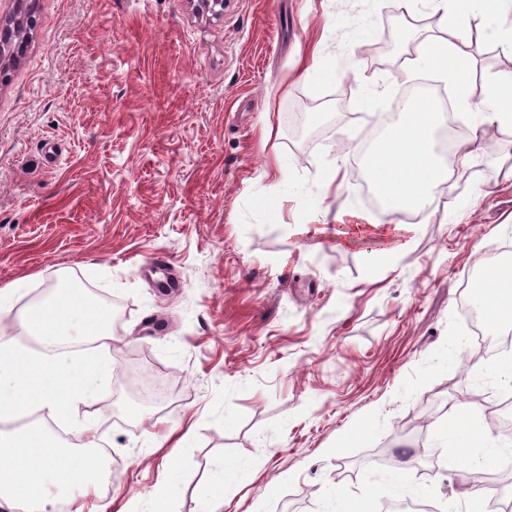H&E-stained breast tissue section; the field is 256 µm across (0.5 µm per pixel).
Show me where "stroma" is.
Returning a JSON list of instances; mask_svg holds the SVG:
<instances>
[{
	"label": "stroma",
	"instance_id": "35a3bbf8",
	"mask_svg": "<svg viewBox=\"0 0 512 512\" xmlns=\"http://www.w3.org/2000/svg\"><path fill=\"white\" fill-rule=\"evenodd\" d=\"M389 3L227 0L214 14L192 0H39L24 55L0 74V289H17L0 333L25 340L12 325L23 300L62 275L116 302L106 392L77 427L36 419L108 451L82 512H150L171 476L169 512H209L227 461L238 478L223 512L288 498L327 512L335 492L357 512L408 497L466 512L465 474L512 464L498 431L491 456L448 436L487 425L512 386L501 359L463 355L460 311L469 268L512 245V139L494 156L477 148L474 172L402 215L408 250L336 242L339 224L394 221L366 197L358 149L411 64L404 44L376 60L361 47L442 31L430 0ZM470 22L474 86L495 75L485 53L512 63V45ZM315 48L322 81L305 70ZM305 98L313 142L288 135ZM130 369L140 387L163 384L162 400H133Z\"/></svg>",
	"mask_w": 512,
	"mask_h": 512
}]
</instances>
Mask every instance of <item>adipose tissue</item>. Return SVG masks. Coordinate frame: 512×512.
Wrapping results in <instances>:
<instances>
[{"label": "adipose tissue", "instance_id": "ef3b65f1", "mask_svg": "<svg viewBox=\"0 0 512 512\" xmlns=\"http://www.w3.org/2000/svg\"><path fill=\"white\" fill-rule=\"evenodd\" d=\"M443 17L444 34L427 37L416 47L418 66L435 70L459 92V103L468 106V77L474 66L467 36L459 31L462 19L473 5L491 20L500 19L506 0H450ZM444 116L428 102L410 103L388 136L379 142L367 162L369 181L385 197L387 209L395 214L422 208L430 189L445 176L434 148V133ZM512 125V75L491 79L486 95L454 155L455 169L465 168L481 127ZM475 295L488 316L512 318V272L490 274L478 285ZM105 462L97 449L76 451L40 426L0 434V502L24 503L27 512H53L57 500L73 496L75 490L98 482Z\"/></svg>", "mask_w": 512, "mask_h": 512}]
</instances>
